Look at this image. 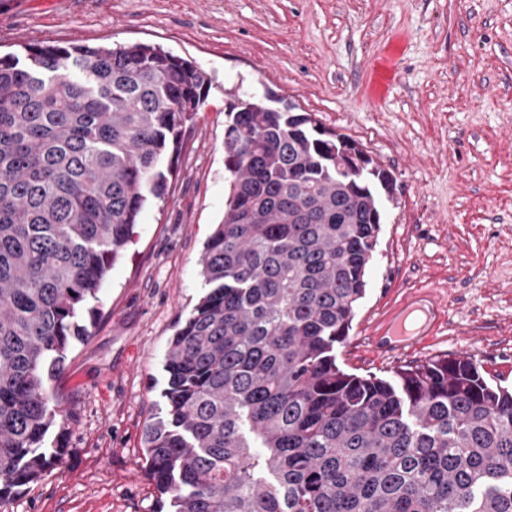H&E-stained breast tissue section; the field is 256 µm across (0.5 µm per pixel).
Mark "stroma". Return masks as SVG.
Wrapping results in <instances>:
<instances>
[{"mask_svg": "<svg viewBox=\"0 0 512 512\" xmlns=\"http://www.w3.org/2000/svg\"><path fill=\"white\" fill-rule=\"evenodd\" d=\"M145 43L190 61L210 90L166 200L149 202L89 300L61 372L47 445L60 465L8 512H161L143 429L164 409L171 337L203 294L198 260L224 216L227 112L272 91L391 171L367 290L336 363L390 379L471 358L512 389V0H0V55L31 44ZM447 323L397 357L365 343L406 292Z\"/></svg>", "mask_w": 512, "mask_h": 512, "instance_id": "obj_1", "label": "stroma"}]
</instances>
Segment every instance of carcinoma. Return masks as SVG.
Here are the masks:
<instances>
[{
    "label": "carcinoma",
    "mask_w": 512,
    "mask_h": 512,
    "mask_svg": "<svg viewBox=\"0 0 512 512\" xmlns=\"http://www.w3.org/2000/svg\"><path fill=\"white\" fill-rule=\"evenodd\" d=\"M0 56V507L59 462L46 382L151 199L208 80L143 43ZM237 97L205 292L165 358L148 476L169 512H512V391L467 357L336 364L390 171L308 112Z\"/></svg>",
    "instance_id": "carcinoma-1"
}]
</instances>
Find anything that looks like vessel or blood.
<instances>
[{
	"label": "vessel or blood",
	"instance_id": "obj_1",
	"mask_svg": "<svg viewBox=\"0 0 512 512\" xmlns=\"http://www.w3.org/2000/svg\"><path fill=\"white\" fill-rule=\"evenodd\" d=\"M443 321L441 306L433 291L408 294L371 331L368 344L373 352L393 354L422 344Z\"/></svg>",
	"mask_w": 512,
	"mask_h": 512
}]
</instances>
